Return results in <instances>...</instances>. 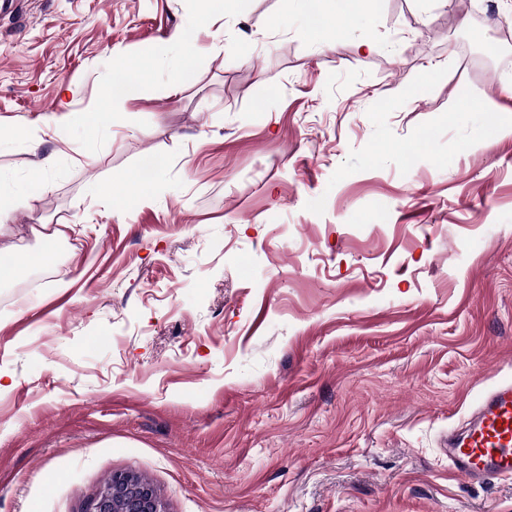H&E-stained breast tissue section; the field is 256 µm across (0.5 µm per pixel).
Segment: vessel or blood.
<instances>
[{
    "label": "vessel or blood",
    "instance_id": "obj_1",
    "mask_svg": "<svg viewBox=\"0 0 512 512\" xmlns=\"http://www.w3.org/2000/svg\"><path fill=\"white\" fill-rule=\"evenodd\" d=\"M448 459L455 474L472 483L512 477V380L484 391L463 431L449 433Z\"/></svg>",
    "mask_w": 512,
    "mask_h": 512
}]
</instances>
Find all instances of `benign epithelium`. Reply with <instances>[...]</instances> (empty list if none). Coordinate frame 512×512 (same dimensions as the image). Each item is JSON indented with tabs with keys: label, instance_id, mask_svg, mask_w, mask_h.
Masks as SVG:
<instances>
[{
	"label": "benign epithelium",
	"instance_id": "obj_1",
	"mask_svg": "<svg viewBox=\"0 0 512 512\" xmlns=\"http://www.w3.org/2000/svg\"><path fill=\"white\" fill-rule=\"evenodd\" d=\"M93 512H165L156 488L129 473H116L104 486Z\"/></svg>",
	"mask_w": 512,
	"mask_h": 512
}]
</instances>
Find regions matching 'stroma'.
Returning <instances> with one entry per match:
<instances>
[{
    "instance_id": "stroma-1",
    "label": "stroma",
    "mask_w": 512,
    "mask_h": 512,
    "mask_svg": "<svg viewBox=\"0 0 512 512\" xmlns=\"http://www.w3.org/2000/svg\"><path fill=\"white\" fill-rule=\"evenodd\" d=\"M454 3L0 0V254L76 242L0 285V512H512L443 445L512 379V0ZM93 512H165L156 488L129 473L113 474L101 491Z\"/></svg>"
}]
</instances>
